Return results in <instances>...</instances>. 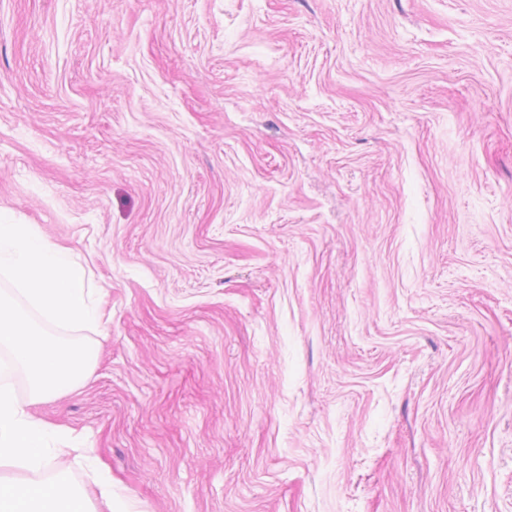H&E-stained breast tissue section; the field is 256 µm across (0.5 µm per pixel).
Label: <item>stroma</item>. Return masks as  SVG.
<instances>
[{"label":"stroma","instance_id":"35a3bbf8","mask_svg":"<svg viewBox=\"0 0 512 512\" xmlns=\"http://www.w3.org/2000/svg\"><path fill=\"white\" fill-rule=\"evenodd\" d=\"M0 212L121 512H512V0H0ZM59 249L47 243L33 224H16L0 214V274L18 295L54 322L76 325L91 310L84 274L61 263Z\"/></svg>","mask_w":512,"mask_h":512}]
</instances>
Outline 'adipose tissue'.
Returning a JSON list of instances; mask_svg holds the SVG:
<instances>
[{
    "label": "adipose tissue",
    "instance_id": "ef3b65f1",
    "mask_svg": "<svg viewBox=\"0 0 512 512\" xmlns=\"http://www.w3.org/2000/svg\"><path fill=\"white\" fill-rule=\"evenodd\" d=\"M59 250L35 225L0 214V275L10 279L27 303L54 322H86L91 309L83 273L62 263ZM0 347L10 349L25 370L33 397L56 395L91 374L93 354L84 346L58 342L34 331L11 299L0 297ZM57 426L35 420L0 380V512H92L91 501L112 505V478L100 469L92 489H75L63 477L45 478L49 441Z\"/></svg>",
    "mask_w": 512,
    "mask_h": 512
}]
</instances>
